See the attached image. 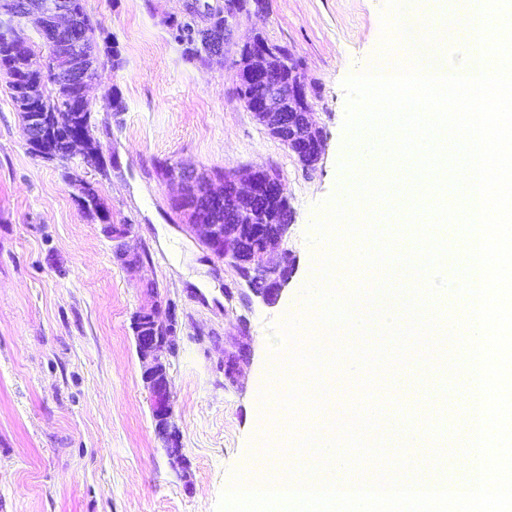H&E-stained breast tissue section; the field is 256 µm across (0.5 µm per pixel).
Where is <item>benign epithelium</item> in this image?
<instances>
[{
    "label": "benign epithelium",
    "instance_id": "7a95c632",
    "mask_svg": "<svg viewBox=\"0 0 512 512\" xmlns=\"http://www.w3.org/2000/svg\"><path fill=\"white\" fill-rule=\"evenodd\" d=\"M5 2L4 6L0 4V28L10 32L15 54L28 65V76L17 88L25 108L23 133L27 144L36 148L42 158L53 160L56 124L42 110L46 90L53 84H76L81 87L83 98H88L89 86L99 77V63L74 52L72 41L62 39L77 29L71 0ZM265 4L266 0H224L222 28L208 23L210 11L201 0H187L185 11L200 21L198 36L209 44L211 55L222 56L229 19L237 21L252 12L261 14L265 12ZM30 29L48 33L46 42L52 46L51 55L35 51L27 35ZM277 55V48L265 40L251 44L245 60L239 64L237 89H243L246 83L261 85L258 96L248 104L249 111L304 168L313 169L321 160L325 140L323 128L312 118L315 93L298 61L290 63L288 84L270 80L268 73ZM166 177L181 185L174 206L188 216L191 232L242 279L261 284L250 289L252 296L266 305L278 302L296 270V256L285 247L293 211H288V219L282 224H267L258 216L287 202L280 175L265 169L245 168L202 177L177 168ZM226 201L230 203L227 208ZM222 207L226 208L224 223H212V214ZM107 229L113 261L131 273L140 269L145 264L144 252L130 250L125 242L132 225L110 223ZM163 309L166 316L162 318ZM132 328L156 435L172 463L184 470L188 463L174 422L169 373L170 359L179 349L175 305L150 294L149 303L134 314ZM249 352V345L244 343L237 344L232 351H224L226 383L237 382L240 364Z\"/></svg>",
    "mask_w": 512,
    "mask_h": 512
}]
</instances>
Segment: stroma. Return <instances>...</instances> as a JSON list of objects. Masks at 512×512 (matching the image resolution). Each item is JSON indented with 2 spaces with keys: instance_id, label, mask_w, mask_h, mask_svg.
I'll return each mask as SVG.
<instances>
[{
  "instance_id": "obj_1",
  "label": "stroma",
  "mask_w": 512,
  "mask_h": 512,
  "mask_svg": "<svg viewBox=\"0 0 512 512\" xmlns=\"http://www.w3.org/2000/svg\"><path fill=\"white\" fill-rule=\"evenodd\" d=\"M84 3L122 59L89 91L107 177L78 153L65 167L32 154L0 75V512H217L269 423L260 394L279 351L272 329L303 301L318 247L308 237L312 209L335 193L344 154L342 83L380 54L385 0H268L205 65L188 61L171 35L185 0ZM256 30L288 47L318 90L326 140L316 170H304L235 94L236 46ZM116 94L125 111H107ZM168 166L280 173L298 268L276 305L242 301L243 281L173 209ZM67 171L97 183L113 223L132 225L130 247L150 255L136 275L113 264ZM148 283L174 302L181 324L171 374L183 477L155 436L131 328ZM241 341L250 356L231 386L224 352Z\"/></svg>"
}]
</instances>
